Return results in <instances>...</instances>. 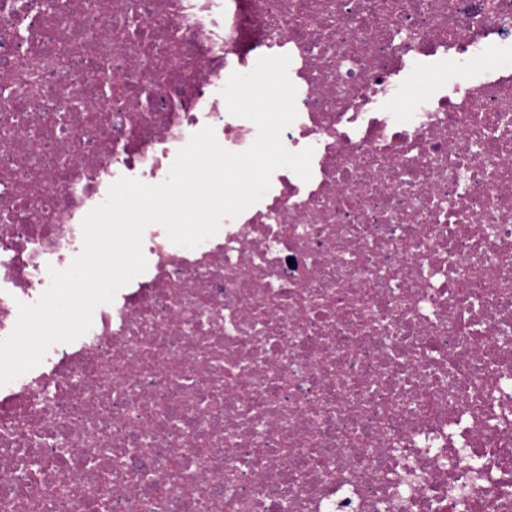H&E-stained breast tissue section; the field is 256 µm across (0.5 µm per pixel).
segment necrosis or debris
I'll return each mask as SVG.
<instances>
[{
	"label": "necrosis or debris",
	"mask_w": 512,
	"mask_h": 512,
	"mask_svg": "<svg viewBox=\"0 0 512 512\" xmlns=\"http://www.w3.org/2000/svg\"><path fill=\"white\" fill-rule=\"evenodd\" d=\"M283 54L310 180L145 229L0 387V512H512V0H0V339L115 181L254 142L221 90Z\"/></svg>",
	"instance_id": "1"
}]
</instances>
